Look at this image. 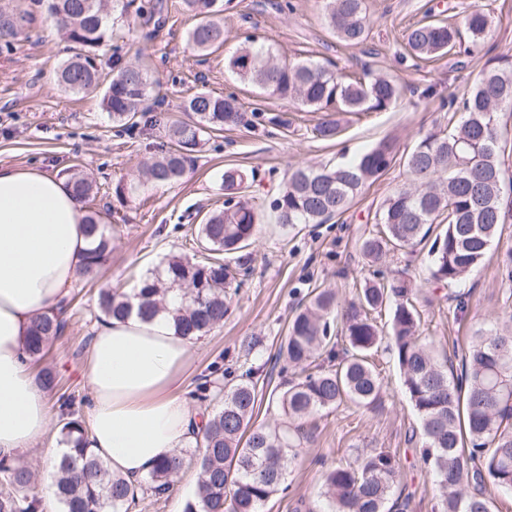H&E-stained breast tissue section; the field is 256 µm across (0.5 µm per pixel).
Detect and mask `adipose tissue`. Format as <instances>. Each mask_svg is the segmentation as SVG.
<instances>
[{
    "label": "adipose tissue",
    "instance_id": "1",
    "mask_svg": "<svg viewBox=\"0 0 512 512\" xmlns=\"http://www.w3.org/2000/svg\"><path fill=\"white\" fill-rule=\"evenodd\" d=\"M85 210L64 177L0 164V456L47 444L45 396L24 361L37 316L61 310L83 277L88 246ZM170 309L151 319L130 314L103 319L88 352L91 448L114 473L143 477L150 467L193 439L199 414L184 390L192 344L176 334Z\"/></svg>",
    "mask_w": 512,
    "mask_h": 512
}]
</instances>
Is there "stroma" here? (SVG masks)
Returning a JSON list of instances; mask_svg holds the SVG:
<instances>
[{"label": "stroma", "mask_w": 512, "mask_h": 512, "mask_svg": "<svg viewBox=\"0 0 512 512\" xmlns=\"http://www.w3.org/2000/svg\"><path fill=\"white\" fill-rule=\"evenodd\" d=\"M168 10L159 28L137 29L104 45L103 58L148 60L149 98L144 122L127 133L113 123L98 96L68 95L54 82L58 67L71 55L70 45L34 7V22L17 40L0 39V163L69 176L73 167L91 172L101 191L95 200L104 223L112 227V254L96 279L78 282V298L68 308L67 327L44 364L57 374L62 393L80 415L91 402L86 378L89 345L100 323L96 306L102 287L128 289L163 268L174 256L192 257L198 249L196 228L209 211L223 207L222 174L241 170L247 197L262 219L253 245L251 272L231 295V312L223 325L193 341L192 363L186 372L188 390H195L212 365L237 379L249 367L259 370L258 382L271 391L284 378L276 355L288 324L311 291L335 290L338 302L350 301L364 279L389 280L397 272L421 288L426 302L422 320L439 354L459 360L476 329L494 325L512 312V281L501 274L512 248V221L505 224L499 244L466 276L460 297L451 301L429 283L426 247L368 265L360 251L361 236L372 230L384 200L405 180L401 157L431 133L448 132V114L441 98L468 92L481 69L499 56L512 55V0H366L369 33L366 41L349 46L339 41L324 18L323 0H291L294 9H281L282 0H224V45L202 57L186 41L193 18L178 0H166ZM480 4L492 24L486 38L470 54L414 60L404 55L408 27L432 17L458 19L465 7ZM268 44L277 58L332 61L347 73H384L396 79L401 96L382 112L337 114L335 139L314 137L323 118L297 102L241 83L224 59L246 37ZM435 95L424 98L426 88ZM234 94L250 113L249 125L205 134L194 152V163L179 183H144L145 161L167 145L165 122L179 118L180 106L199 90ZM393 140L400 158L377 181L366 185L351 207L321 224L285 227L271 209L289 168L334 165ZM260 344L244 354L249 338ZM377 362L385 393L373 412L344 404L316 415L311 434L289 469L287 496H274L264 512H306L322 490L324 473L360 452L377 448L393 455L400 478L396 496L408 500L407 512H438L440 492L421 460L413 434L418 417L404 391L400 371L387 353ZM180 480L167 496L146 497L132 512H181L196 488L198 467L194 445Z\"/></svg>", "instance_id": "obj_1"}]
</instances>
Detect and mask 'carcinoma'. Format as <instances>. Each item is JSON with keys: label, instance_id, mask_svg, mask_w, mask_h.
Returning a JSON list of instances; mask_svg holds the SVG:
<instances>
[{"label": "carcinoma", "instance_id": "1", "mask_svg": "<svg viewBox=\"0 0 512 512\" xmlns=\"http://www.w3.org/2000/svg\"><path fill=\"white\" fill-rule=\"evenodd\" d=\"M47 2V13L77 53L56 71L61 90L72 95L100 96L112 121L131 132L145 114L149 81L146 71L119 59L111 61L110 78L103 77L99 48L117 35V22L130 16L141 26L156 24L163 0H112L109 19L105 0H36ZM196 19L187 42L201 56L224 45L221 0H181ZM32 17L0 8V38H16ZM325 20L336 37L348 44L363 43L368 35L365 0H325ZM490 16L480 5L462 12L460 24L427 20L410 26L405 48L419 59L444 56L463 44L483 39ZM238 79L263 91L289 98L312 112L383 111L396 104L400 89L381 75L352 77L332 64L281 63L270 48L246 40L226 59ZM448 122L461 114L446 135L423 137L404 157L408 182L383 202L377 230L361 239L368 262L377 264L389 252L430 243V280L443 286L459 283L501 239L512 218V174L504 156L512 126V58L482 72L466 97L441 101ZM187 119L167 125L172 145L145 163L142 176L155 185L180 181L188 173L203 135L248 124L247 113L232 94L215 96L198 91L182 107ZM316 137L331 140L339 133L335 120L314 128ZM396 146L384 141L357 159L340 166L296 168L274 200L278 223L285 226L322 223L349 209L369 181L381 177L395 159ZM224 208L198 225L197 237L211 254L205 261L171 258L162 275L142 281L139 310L147 318L166 309L174 287L184 291L185 305L173 316L177 333L197 339L224 323L228 290L240 286L251 271L260 213L242 196L245 175L227 168L222 177ZM68 184L81 200L94 196L93 181L82 171L70 174ZM85 224L91 238L85 255V279H94L112 251L110 227L100 213L88 210ZM419 289L406 279L377 284L366 282L357 300L339 305L336 293L322 289L297 312L281 340L278 357L299 371L270 392L284 416L283 425L270 429L254 423L259 388L248 368L239 381L220 383L224 369L215 365L197 387V400L216 401L196 434L199 477L182 512H262L263 505L288 490L290 464L299 454L307 420L324 409L351 403L373 410L381 402L384 383L372 362L382 344L374 313L386 312V350L399 366L405 393L420 424L424 463L431 467L441 493L440 512H493L483 494L470 485H492L512 491V314L500 324L476 331L461 358V373L448 372V357L440 358L422 337L418 311ZM103 316L123 318L131 311L126 294L112 288L98 295ZM59 312L38 316L25 342L33 360L65 330ZM62 441L67 451L53 465L55 496L60 512H130L139 495L167 493L186 466L178 450L152 465L145 479L131 482L112 473L91 448L83 422L70 400L60 405ZM33 471L7 457L0 458V512H43L42 500L28 494ZM399 467L390 453L380 450L352 462L328 468L321 501L308 512H405L407 504L391 500Z\"/></svg>", "mask_w": 512, "mask_h": 512}]
</instances>
